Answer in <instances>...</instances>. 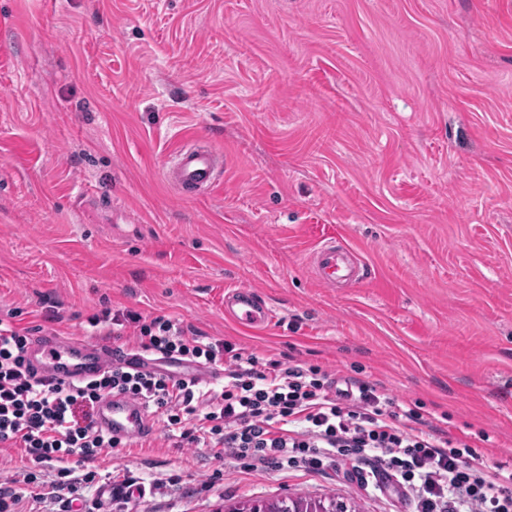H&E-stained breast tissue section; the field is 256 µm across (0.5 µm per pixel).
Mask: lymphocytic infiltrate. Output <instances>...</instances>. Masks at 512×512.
<instances>
[{
  "label": "lymphocytic infiltrate",
  "mask_w": 512,
  "mask_h": 512,
  "mask_svg": "<svg viewBox=\"0 0 512 512\" xmlns=\"http://www.w3.org/2000/svg\"><path fill=\"white\" fill-rule=\"evenodd\" d=\"M126 321L134 325L137 351L223 367L222 386L118 362L86 381L47 382L26 357L30 329L0 318V447L57 463L51 493L59 512H78L82 489L97 477L92 470L76 473L68 460L89 463L126 445L77 416L79 408H94L110 395L161 414L178 447L220 448L225 459L253 470L340 467L362 481L390 480L415 512H512V471L473 465L470 445L452 446L427 419L376 386L358 382L353 391L340 390L321 367L261 361L165 317L146 321L107 308L88 324L98 334Z\"/></svg>",
  "instance_id": "obj_1"
}]
</instances>
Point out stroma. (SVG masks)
I'll list each match as a JSON object with an SVG mask.
<instances>
[{
    "label": "stroma",
    "mask_w": 512,
    "mask_h": 512,
    "mask_svg": "<svg viewBox=\"0 0 512 512\" xmlns=\"http://www.w3.org/2000/svg\"><path fill=\"white\" fill-rule=\"evenodd\" d=\"M194 141L224 165L185 198L163 168ZM330 237L366 280L318 282ZM234 287L275 320L229 318ZM106 307L381 384L512 467V0H0V314L82 337ZM152 422L92 465L145 486L112 512H412Z\"/></svg>",
    "instance_id": "obj_1"
}]
</instances>
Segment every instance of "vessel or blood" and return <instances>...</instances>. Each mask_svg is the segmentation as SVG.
Wrapping results in <instances>:
<instances>
[{"label": "vessel or blood", "instance_id": "vessel-or-blood-1", "mask_svg": "<svg viewBox=\"0 0 512 512\" xmlns=\"http://www.w3.org/2000/svg\"><path fill=\"white\" fill-rule=\"evenodd\" d=\"M217 176L218 156L205 145H185L165 168L166 179L183 194L213 189ZM349 254L348 247L336 246L332 241L322 242L313 250L311 264L324 287L334 288L345 281L366 278V266L351 264ZM224 311L245 326L264 325L273 317L265 302L242 288L225 294ZM118 357L132 361L136 355L127 351L119 356L111 348L58 334L39 337L30 350L37 376L48 380H82L96 375ZM96 426L108 435L133 439L149 430L150 419L139 402L123 396H110L100 404Z\"/></svg>", "mask_w": 512, "mask_h": 512}]
</instances>
